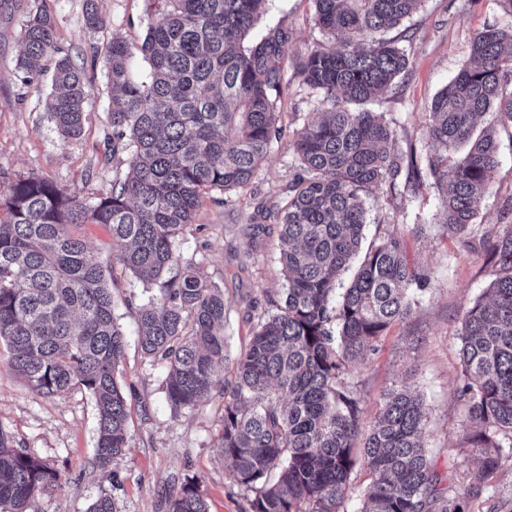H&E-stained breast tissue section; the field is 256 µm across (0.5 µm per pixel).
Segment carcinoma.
<instances>
[{
  "mask_svg": "<svg viewBox=\"0 0 512 512\" xmlns=\"http://www.w3.org/2000/svg\"><path fill=\"white\" fill-rule=\"evenodd\" d=\"M157 16L138 46L114 38L103 59L112 156H125L112 193L86 202L47 177L6 178L0 215V342L8 364L34 391L56 396L82 386L98 410L96 466H111L129 447L127 398L117 381L125 335L112 296L114 264L157 285L137 305L144 355L166 365L172 408L191 410L224 390L216 448L234 482L251 491L249 512H341L358 455L372 472L361 512H465V497L438 504L439 476L427 455L424 401L405 387L385 394L363 443L361 400L345 377L383 332L409 317L428 277L412 267L389 235L363 247L365 195L397 190L417 157L395 149L397 132L367 105L407 68L399 41L386 33L422 0H313L315 19L332 39L299 60L301 81L315 91L317 119L296 132L300 174L279 213L280 260L286 280L275 312L253 328L224 386V292L181 263L177 240L193 224L202 195L247 184L280 138L277 98L289 34H250L267 0H146ZM86 28L104 27L96 0H85ZM19 62L33 81L42 61L58 55L56 93L46 110L58 133L83 132L89 94L81 68L60 55L55 19L30 13ZM149 65L136 79L131 61ZM472 63L432 100L426 134L454 162L437 155L428 173L445 189L442 230L471 235L497 165L496 128L479 118L496 110L512 126V23L489 26L470 45ZM77 224H103L123 245L113 262L88 256ZM497 268L489 298L465 313L460 333L461 396L466 429L482 454L466 497L478 495L512 449V227L490 248ZM181 272L164 274L174 266ZM59 486L46 462L9 446L0 434V512H27L37 493ZM88 512H119L103 490ZM167 512H209L194 479L167 502Z\"/></svg>",
  "mask_w": 512,
  "mask_h": 512,
  "instance_id": "cac0c4a2",
  "label": "carcinoma"
}]
</instances>
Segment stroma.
<instances>
[{
  "mask_svg": "<svg viewBox=\"0 0 512 512\" xmlns=\"http://www.w3.org/2000/svg\"><path fill=\"white\" fill-rule=\"evenodd\" d=\"M83 2L0 0V172L12 178L47 176L79 199L92 200L110 194L126 172L125 163L104 159L109 90L99 51L115 38L141 44L154 17L145 0H100L106 25L90 31L84 26ZM38 8L54 16L56 41L82 67L90 88L84 132L75 139L61 138L45 111L50 73L28 84L18 68L24 25ZM503 22L497 0H424L407 22L408 68L376 106L395 128L398 149L414 148L422 164L440 153L426 136L428 106L469 61L475 34ZM278 26L290 33V62L278 92L281 136L249 184L204 195L178 242L183 260L224 290L225 349L219 372L229 383L235 379L236 357L259 317L271 312L270 301L284 283L277 213L299 172L292 148L295 133L316 117V94L302 85L293 61L328 40L315 21L312 0H269L256 32ZM497 140L498 165L476 219V238L441 232V192L429 174H422L412 192L394 194L384 187L367 199L371 222L366 243L397 234L430 284L414 312L390 326L347 380L362 399L366 428L375 422L389 390L408 384L419 391L428 416L426 447L448 499L464 494L480 467V453L464 428L459 333L464 314L493 278L486 244L512 225V213L505 211L512 203V128L498 126ZM420 224L427 225L426 233H417ZM115 277L116 313L126 337L119 379L127 396L130 442L112 466L113 478L95 467L98 416L89 392L77 386L50 398L38 395L10 369L0 343V431L11 447L48 462L59 474L58 489L36 496L28 512H87L104 489L120 512H167L168 498L189 477L198 482L210 512H246L248 492L234 483L215 452L223 396L216 392L194 410L174 411L164 392L165 365L151 363L137 343L136 306L146 301V286L121 270ZM130 296L136 305H127ZM467 510L512 512V454H504L487 489L470 498Z\"/></svg>",
  "mask_w": 512,
  "mask_h": 512,
  "instance_id": "stroma-1",
  "label": "stroma"
}]
</instances>
